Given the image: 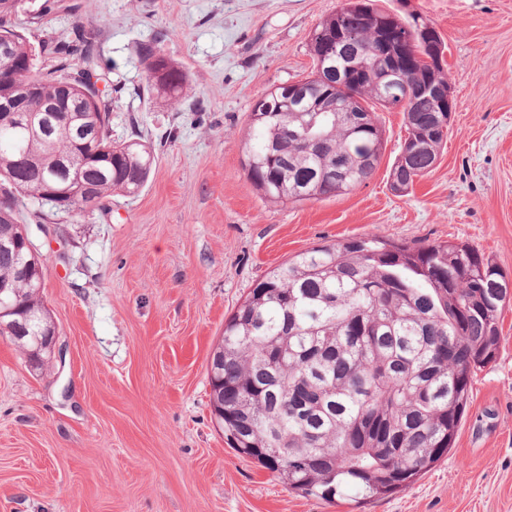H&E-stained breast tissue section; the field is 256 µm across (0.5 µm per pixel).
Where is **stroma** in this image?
Segmentation results:
<instances>
[{
    "label": "stroma",
    "instance_id": "obj_1",
    "mask_svg": "<svg viewBox=\"0 0 512 512\" xmlns=\"http://www.w3.org/2000/svg\"><path fill=\"white\" fill-rule=\"evenodd\" d=\"M31 45L81 24L111 69L112 139L157 163L105 211L30 224L58 327L46 372L0 337V512H512V303L497 358L471 375L454 445L391 496L327 502L237 454L215 424L208 359L271 268L310 248L380 235L469 244L512 281V0H374L420 15L443 39L453 90L448 141L430 173L391 191L404 114L379 107L382 158L366 184L271 202L242 168L255 101L309 77V35L342 0H80ZM188 73L179 104L147 95L141 44Z\"/></svg>",
    "mask_w": 512,
    "mask_h": 512
}]
</instances>
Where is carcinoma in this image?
I'll return each mask as SVG.
<instances>
[{
  "label": "carcinoma",
  "mask_w": 512,
  "mask_h": 512,
  "mask_svg": "<svg viewBox=\"0 0 512 512\" xmlns=\"http://www.w3.org/2000/svg\"><path fill=\"white\" fill-rule=\"evenodd\" d=\"M57 7L44 0H0V36H9L0 70L18 68L37 81V100L65 107L49 113L54 134L15 124L0 113V238L22 235L19 207L32 205L36 223L64 214L80 218L132 197L156 164L154 148L133 139L112 143V82L88 30L51 37L35 54L16 30L19 13L41 20ZM371 0H344L317 25L334 38ZM393 41L432 65L409 71L443 74L428 23L413 17L385 28ZM147 92L182 97L181 64L146 44L139 50ZM104 83V88L97 83ZM447 104L418 97L405 106L407 138L391 169L403 164L411 182L433 168L449 132L444 120L424 126ZM244 142L247 179L276 202L318 201L364 184L384 150L380 126L363 131L347 112L276 111L267 93L251 113ZM316 135L312 147L306 137ZM24 158L23 164L16 163ZM25 257L0 253V336L36 348L34 336L54 324L44 305L42 265L22 272ZM512 285L473 247L457 242L421 246L379 235L306 250L270 270L237 307L214 349L222 361L210 381L213 411L224 414L231 447L278 474L289 488L333 502L378 499L409 487L452 447L469 399L470 374L497 355L499 322Z\"/></svg>",
  "instance_id": "1"
}]
</instances>
